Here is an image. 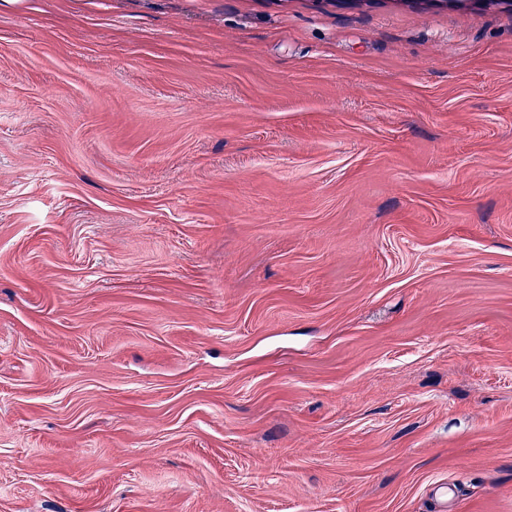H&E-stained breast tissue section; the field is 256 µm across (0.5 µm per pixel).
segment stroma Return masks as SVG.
I'll return each mask as SVG.
<instances>
[{
    "mask_svg": "<svg viewBox=\"0 0 512 512\" xmlns=\"http://www.w3.org/2000/svg\"><path fill=\"white\" fill-rule=\"evenodd\" d=\"M0 512H512V10L0 0Z\"/></svg>",
    "mask_w": 512,
    "mask_h": 512,
    "instance_id": "obj_1",
    "label": "stroma"
}]
</instances>
